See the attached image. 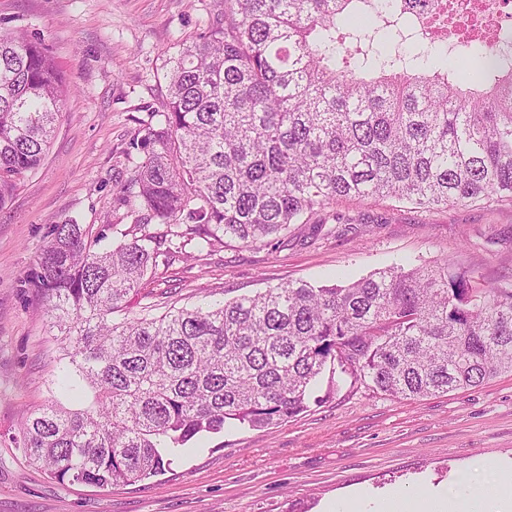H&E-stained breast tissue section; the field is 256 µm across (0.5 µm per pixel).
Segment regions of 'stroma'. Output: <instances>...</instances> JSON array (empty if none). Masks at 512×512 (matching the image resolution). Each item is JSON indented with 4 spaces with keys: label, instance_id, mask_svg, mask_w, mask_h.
I'll list each match as a JSON object with an SVG mask.
<instances>
[{
    "label": "stroma",
    "instance_id": "1",
    "mask_svg": "<svg viewBox=\"0 0 512 512\" xmlns=\"http://www.w3.org/2000/svg\"><path fill=\"white\" fill-rule=\"evenodd\" d=\"M224 0H0V31L41 42L73 85L43 165L0 207V512H379L394 489L464 499L498 512L512 501V373L482 385L397 400L338 382L307 412L184 449L169 471L125 487L59 484L13 441L46 404L60 342L24 281L54 224L73 219L121 241L134 227L119 202L127 149L163 109L165 54L200 42ZM453 259L487 281L512 279V204L420 208L394 199L341 200L255 248L215 247L159 265L126 313L229 299L285 281L359 278L404 258Z\"/></svg>",
    "mask_w": 512,
    "mask_h": 512
}]
</instances>
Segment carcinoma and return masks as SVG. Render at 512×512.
<instances>
[{
    "label": "carcinoma",
    "mask_w": 512,
    "mask_h": 512,
    "mask_svg": "<svg viewBox=\"0 0 512 512\" xmlns=\"http://www.w3.org/2000/svg\"><path fill=\"white\" fill-rule=\"evenodd\" d=\"M410 0H224V25L165 59L167 102L130 148L119 194L143 233L112 248L70 219L28 277L61 336L66 389L16 435L56 482L129 486L226 429L320 402L325 374L398 399L512 372V284L445 258L342 284L299 280L116 321L160 257L192 243L265 246L342 198L435 208L512 201V62L469 51V77L409 46ZM69 82L42 45L0 32V207L43 164Z\"/></svg>",
    "instance_id": "cac0c4a2"
}]
</instances>
